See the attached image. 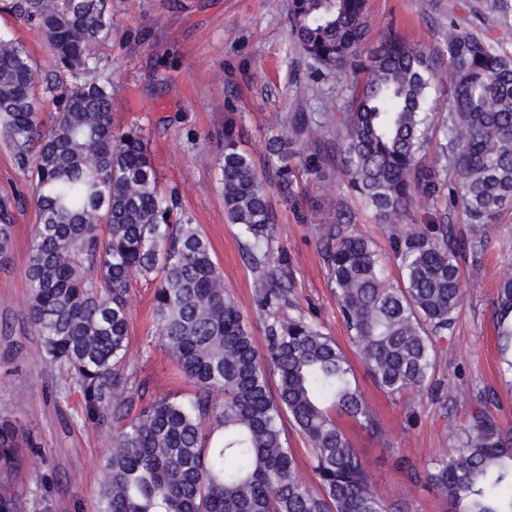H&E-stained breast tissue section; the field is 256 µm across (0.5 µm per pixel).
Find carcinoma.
Returning <instances> with one entry per match:
<instances>
[{
	"label": "carcinoma",
	"mask_w": 512,
	"mask_h": 512,
	"mask_svg": "<svg viewBox=\"0 0 512 512\" xmlns=\"http://www.w3.org/2000/svg\"><path fill=\"white\" fill-rule=\"evenodd\" d=\"M42 33L55 79L41 84L24 45L0 35V137L26 180L36 224L25 277L27 316L47 363L81 395L86 423L112 432L98 512H412L389 510L365 459L339 424L381 432L352 383L348 357L302 312L282 314L287 274L274 257L268 186L283 195L306 175L336 179L389 228L400 272L360 233L341 201L317 225V244L354 354L384 392L437 396L438 342L453 334L469 285L459 260L487 250L512 208V55L448 25L431 54L390 29L371 42L368 0H289L290 37L314 71L345 84L336 111L290 112L269 138L275 159L261 173L224 131L219 169L224 211L238 227L264 311V348L213 258L209 241L162 187L138 127L115 130L112 79L96 45L112 34L109 0H10ZM450 98L437 111L436 60ZM56 104L50 129L41 98ZM336 132V155L317 138ZM441 134L440 149L428 157ZM420 200L463 210L470 236L452 224L406 223ZM16 199L0 198V259L13 242ZM155 283L159 342L192 395L152 396L129 368V295ZM499 371L512 385V277L492 302ZM276 373L271 384L270 373ZM292 422L310 452L313 482L296 475L283 433ZM33 439L0 417V512H26L15 479ZM415 481L436 489L448 512H512V427L484 400L459 423L454 447Z\"/></svg>",
	"instance_id": "carcinoma-1"
}]
</instances>
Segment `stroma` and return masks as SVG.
Wrapping results in <instances>:
<instances>
[{
	"instance_id": "1",
	"label": "stroma",
	"mask_w": 512,
	"mask_h": 512,
	"mask_svg": "<svg viewBox=\"0 0 512 512\" xmlns=\"http://www.w3.org/2000/svg\"><path fill=\"white\" fill-rule=\"evenodd\" d=\"M372 34L396 25L411 42L435 51L449 23L477 33L512 54V17L502 18L491 0H369ZM112 34L98 47L112 72L113 122L135 125L147 137L159 178L176 188L183 208L208 238L224 284L249 317L256 344L263 323L256 314L254 273L243 240L224 214L218 158L224 128L234 125L258 168L268 165L267 140L291 112L334 110L336 80L313 72L288 36V0H110ZM0 33L22 43L40 73L50 68L41 36L0 9ZM278 217L274 248L285 255L291 279L288 301L302 308L345 353L353 348L316 248L318 205L343 197L358 229L389 253L388 232L354 196L330 182L306 179L290 197L270 186ZM30 200L15 211L12 253L0 262V414L18 419L41 445L17 478L27 512H97L101 462L112 434L84 422L81 396L65 371L45 362L42 342L26 316L25 264L34 232ZM464 279L479 280L467 292L455 331L440 342L435 378L441 397H394L379 390L361 362L354 377L382 424L381 438L357 422L341 425L368 460L374 489L388 503H411L415 512H445L434 489L411 482L433 458L453 445L452 432L479 397L512 426V389L497 373L498 352L491 303L499 282L512 277V210L498 221L479 261L461 259ZM152 284L130 294L128 359L154 395L187 396V380L158 344Z\"/></svg>"
}]
</instances>
